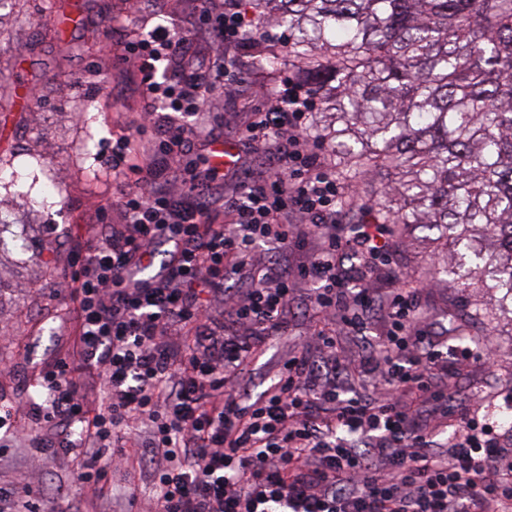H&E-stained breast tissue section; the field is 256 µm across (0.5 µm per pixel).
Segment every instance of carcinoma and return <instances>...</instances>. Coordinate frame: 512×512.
<instances>
[{
    "instance_id": "obj_1",
    "label": "carcinoma",
    "mask_w": 512,
    "mask_h": 512,
    "mask_svg": "<svg viewBox=\"0 0 512 512\" xmlns=\"http://www.w3.org/2000/svg\"><path fill=\"white\" fill-rule=\"evenodd\" d=\"M336 109L324 137L381 224L439 225L512 313V0H250Z\"/></svg>"
}]
</instances>
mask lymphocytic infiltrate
Returning a JSON list of instances; mask_svg holds the SVG:
<instances>
[{
	"instance_id": "1",
	"label": "lymphocytic infiltrate",
	"mask_w": 512,
	"mask_h": 512,
	"mask_svg": "<svg viewBox=\"0 0 512 512\" xmlns=\"http://www.w3.org/2000/svg\"><path fill=\"white\" fill-rule=\"evenodd\" d=\"M204 2L195 27L217 45L240 43L249 25L242 0ZM193 29L158 25L125 46L148 90L162 91L165 102L162 111L142 113L112 154L125 157L154 131L160 157L133 166V187L100 208L91 238L73 251L74 344L35 378L43 402L0 408V431L24 437L49 423L52 436L35 448L73 456L104 512L112 491L102 480L124 471L134 449L159 479L149 512H512V447L474 417L448 425L456 415L449 368L491 360L493 349L481 339L454 346L427 333L420 285L402 284L386 299L387 332L357 366L379 381L378 398L364 399L337 378L343 361L322 330L324 374L295 353L260 396L241 394L291 296L287 271L254 276L258 247L317 240L297 273L314 285V308L359 330L374 299L343 274L341 259L347 252L370 263L385 258L396 227L337 223L342 189L308 128L316 103L290 79L243 133L253 145L274 147L276 162L264 184L235 199L231 223H216L205 199L224 173L214 166L198 179L187 159L192 142L218 140L196 118L231 66L219 54L206 74L165 87L157 80L158 62L185 52ZM113 209L122 223L110 221ZM288 210L301 223H282ZM160 243L170 247L166 266L138 278ZM231 274L248 279L244 295L225 290ZM216 297L241 335L212 326ZM84 368L95 375L88 387L76 378Z\"/></svg>"
}]
</instances>
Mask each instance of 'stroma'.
<instances>
[{
	"instance_id": "obj_1",
	"label": "stroma",
	"mask_w": 512,
	"mask_h": 512,
	"mask_svg": "<svg viewBox=\"0 0 512 512\" xmlns=\"http://www.w3.org/2000/svg\"><path fill=\"white\" fill-rule=\"evenodd\" d=\"M198 0H58L55 13L42 0H17L0 19V153L13 155L0 168V200L21 206V225L12 229L17 242L9 254L17 266L0 269V401L33 397L30 384L40 370L72 347L68 312L72 291L65 275L70 248L87 240L97 209L110 205L120 190L112 173V143L124 137L146 109L160 108L158 95L146 92L135 66L125 61V42L145 25L182 23L198 9ZM257 35L229 51L235 78L218 86L213 105L199 117L234 148L235 162L215 185L209 207L216 223L232 215L226 201L244 185L262 182L273 156L249 147L242 132L252 115L270 103V90L292 75L291 66L268 72L257 50L271 47ZM33 93L34 106L21 102ZM388 264L369 271L366 280L377 306L366 336L342 334L341 355L358 360L369 355L371 340L383 334L385 297L397 281L422 282V322L450 344L488 339L495 350L493 368L475 363L452 374L459 390L458 409L478 411L504 442L512 441V316L500 291L473 288L451 274L438 230L410 226L395 236ZM313 285L292 282V301L284 334L287 343L270 341L254 364L251 393L266 388L283 350L305 352L321 364L322 352L310 341L323 324L311 304ZM114 512H143L158 487L149 465L140 463L126 476H111ZM29 487L42 512H91L80 490L75 464L62 453L40 454L28 444L0 441V497Z\"/></svg>"
}]
</instances>
